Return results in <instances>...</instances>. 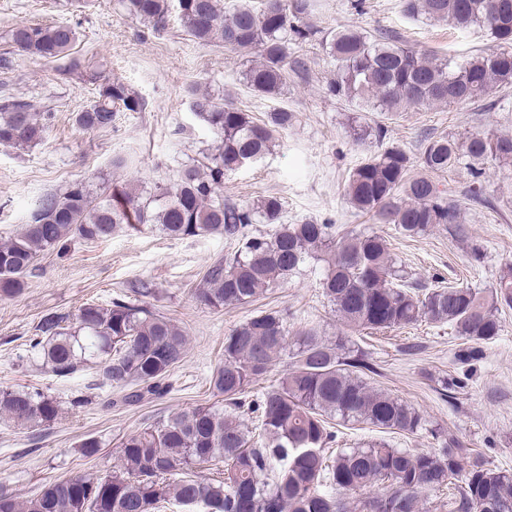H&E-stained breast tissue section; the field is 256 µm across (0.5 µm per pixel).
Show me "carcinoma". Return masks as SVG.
I'll use <instances>...</instances> for the list:
<instances>
[{
  "instance_id": "obj_1",
  "label": "carcinoma",
  "mask_w": 512,
  "mask_h": 512,
  "mask_svg": "<svg viewBox=\"0 0 512 512\" xmlns=\"http://www.w3.org/2000/svg\"><path fill=\"white\" fill-rule=\"evenodd\" d=\"M413 19L448 21L477 28L497 43L461 63L431 58L400 43L388 31L339 26L321 37L336 60L327 91L357 100L372 112H407L442 104L474 106L512 88V0H401ZM133 18L155 30L172 10L185 32L208 44H224L238 54L252 49L259 60L245 72L259 96L279 93L288 72L303 65L290 59L288 45L307 43L319 30L312 23L313 0H238L224 10L222 0H122ZM78 40L68 23H23L11 30L22 56L56 62L71 55ZM196 115L214 133L205 162L187 164L170 184L148 189L112 183L95 201L93 179L74 182L40 200L29 224L0 243V297L22 292L40 256L66 254L77 240L94 243L119 227L169 236L220 234L237 242L234 254L211 265L196 299L215 309L250 304L298 274L307 259L325 262L323 294L352 332L382 331L422 319L452 326L463 340L457 360L469 364L502 331L501 313L512 309V266L487 292L445 284L426 286L411 277L375 232L336 238L333 224H285L276 196L236 202L224 198V175L260 161L296 113L275 108L257 122L233 103L192 92ZM142 100L120 82L105 83L99 98L76 113L85 131L112 127L118 112H140ZM52 113L36 114L23 100L0 98V145L28 147L43 140ZM364 145L387 136L382 125L351 127ZM512 162V135L471 133L429 137L419 166L398 146H388L349 171L345 196L378 224H393L407 237L462 223L459 200L432 179L463 167L471 182L465 196L490 206L483 186L487 159ZM266 224L271 230L257 228ZM132 300L83 304L73 316L48 313L28 338L29 352L62 379L93 365L105 384L123 391L135 405L167 389L171 371L186 355L188 335L156 311L148 283L133 289ZM291 359L278 382L251 394L282 357ZM375 373L365 351L350 336L329 342L309 330L288 340L279 311H260L224 335V361L211 377L222 406L198 405L125 435L118 464L106 473L58 478L24 500L0 489V512H161L166 504L201 506L204 512H425L428 493L447 491L433 505L439 512H512V472L489 469L443 429L431 430L438 448H396L375 441L331 453L330 421L368 424L383 432L417 434L426 419L411 404L374 389ZM60 414L56 398L37 388H0V416L20 426L48 427ZM256 424L245 423L244 415ZM468 459L462 467V459ZM224 463L218 476L197 472L202 464Z\"/></svg>"
}]
</instances>
